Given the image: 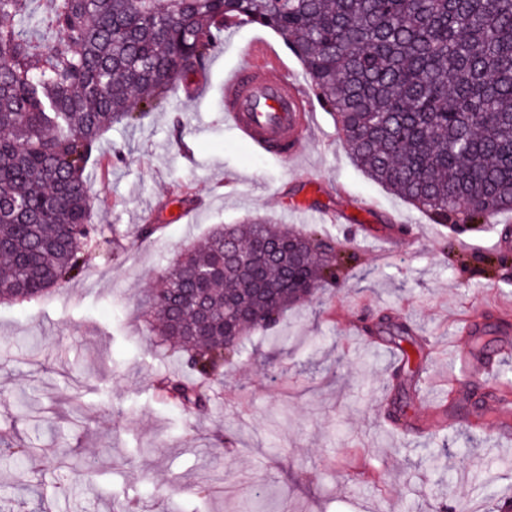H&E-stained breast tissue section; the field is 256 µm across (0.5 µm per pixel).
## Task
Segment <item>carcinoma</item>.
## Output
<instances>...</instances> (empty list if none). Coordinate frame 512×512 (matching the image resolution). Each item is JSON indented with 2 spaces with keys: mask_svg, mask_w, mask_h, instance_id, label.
<instances>
[{
  "mask_svg": "<svg viewBox=\"0 0 512 512\" xmlns=\"http://www.w3.org/2000/svg\"><path fill=\"white\" fill-rule=\"evenodd\" d=\"M31 2L0 0V302L81 275L106 241L85 178L102 135L192 92L231 28L281 36L357 166L435 223L512 210V0H47L46 43L24 27ZM343 262L259 217L215 227L141 302L188 371L159 390L207 409L224 341L269 331ZM397 329L417 376L426 340Z\"/></svg>",
  "mask_w": 512,
  "mask_h": 512,
  "instance_id": "obj_1",
  "label": "carcinoma"
}]
</instances>
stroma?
I'll return each mask as SVG.
<instances>
[{
    "instance_id": "35a3bbf8",
    "label": "stroma",
    "mask_w": 512,
    "mask_h": 512,
    "mask_svg": "<svg viewBox=\"0 0 512 512\" xmlns=\"http://www.w3.org/2000/svg\"><path fill=\"white\" fill-rule=\"evenodd\" d=\"M263 34L225 32L198 91L113 125L86 175L93 221L115 242L47 300L0 303V512H496L512 498V434L452 405L465 373L463 320L512 342V269L485 257L512 228L455 234L373 182L333 117L314 112L293 165L254 152L225 125L224 74L250 65ZM188 209L167 222L173 206ZM256 216L355 252L333 286L246 337L207 411L188 414L156 381L178 369L139 307L178 254L219 223ZM159 225L146 242L137 230ZM431 353L406 398L387 353L389 319ZM28 446L36 460L19 463Z\"/></svg>"
}]
</instances>
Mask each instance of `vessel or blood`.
<instances>
[{"label":"vessel or blood","instance_id":"b4317fda","mask_svg":"<svg viewBox=\"0 0 512 512\" xmlns=\"http://www.w3.org/2000/svg\"><path fill=\"white\" fill-rule=\"evenodd\" d=\"M248 52L254 64L224 76V120L259 151L292 163L308 129L311 99L262 38Z\"/></svg>","mask_w":512,"mask_h":512}]
</instances>
